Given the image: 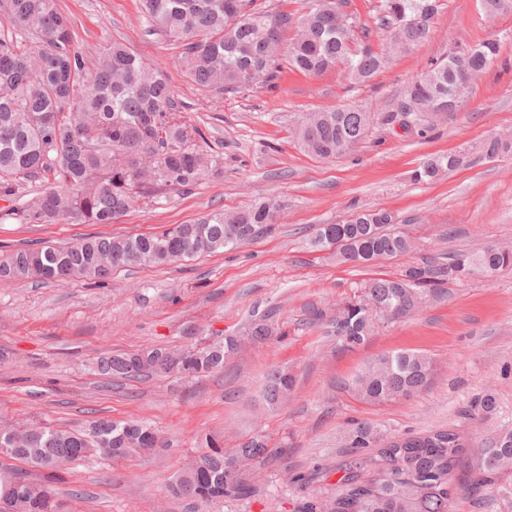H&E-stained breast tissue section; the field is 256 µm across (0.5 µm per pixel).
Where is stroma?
<instances>
[{
  "instance_id": "35a3bbf8",
  "label": "stroma",
  "mask_w": 512,
  "mask_h": 512,
  "mask_svg": "<svg viewBox=\"0 0 512 512\" xmlns=\"http://www.w3.org/2000/svg\"><path fill=\"white\" fill-rule=\"evenodd\" d=\"M58 4L83 50L118 40L164 71L179 116L206 135L201 148L212 171L191 193L139 201L115 224L0 218V252L156 232L269 197L280 205L272 230L242 248L124 269L106 287L80 280L0 284V421L75 427L96 418L140 420L169 443L157 455L69 466L54 484L69 512H305L307 503L335 494L356 424L388 435L453 428L470 444L512 430L511 269L450 284L447 298L379 323L353 349L311 316L315 309L335 315L357 285L423 258L512 243V155L489 160L478 151L487 136L512 134V11L490 21L480 0H442L430 39L393 54L366 83L340 69L315 76L287 70L272 85L218 93L181 68L178 43L150 32L139 0ZM491 37L500 42L498 59L458 111L428 114L419 132L378 126L332 159L312 157L298 145L295 131L305 114L338 106L396 110L406 85L432 60ZM464 149L469 165L432 182L413 180L422 158ZM379 209L393 213L413 238L412 252L365 268L337 263L331 250L312 246L319 225ZM271 309L284 338L245 344L223 371L122 380L94 370L106 351L183 348L243 334ZM398 349L433 358L434 376L424 390L380 404L344 390L366 361ZM274 368L288 370L295 388L271 408L261 389ZM488 392L496 397V412L474 415L472 404ZM255 434L286 452L262 468L249 494L215 503L171 494L172 478L202 438L232 448Z\"/></svg>"
}]
</instances>
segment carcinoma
Listing matches in <instances>:
<instances>
[{"mask_svg":"<svg viewBox=\"0 0 512 512\" xmlns=\"http://www.w3.org/2000/svg\"><path fill=\"white\" fill-rule=\"evenodd\" d=\"M150 28L182 47V66L199 85L221 91L270 84L283 70L320 75L346 68L359 83L369 81L388 62L387 54L356 48L370 30L340 12L336 0H310L308 11L295 15L272 12L259 0H140ZM439 0H377L376 21L400 51L428 40ZM0 200L25 196L31 182L39 183L19 210L26 224L73 220L81 224H114L141 199H159L169 189L196 187L209 175L207 157L195 147L202 130L177 116L174 94L162 71L146 65L121 42L114 41L91 58L74 43L71 21L57 0H0ZM500 51L491 37L475 46L449 52L412 81L400 109L375 119L358 107L328 108L303 117L298 139L308 154L329 159L343 155L366 139L373 124L396 122L421 130L423 119L410 111L414 103L438 112H453L472 93L465 83L490 68ZM488 159L512 153V140L490 136L481 142ZM156 155L153 180H137L138 159ZM467 163L461 152L429 156L414 172L418 182ZM276 205L267 200L233 212L217 210L189 224L169 225L157 232L130 237L88 236L65 245L19 247L0 258V282L66 283L73 279L103 286L118 270L151 267L192 259L204 253L234 249L270 229ZM342 245L336 258L354 266H369L408 252L412 240L395 228L388 211H360L337 225ZM512 268V245L487 246L458 252L446 261L426 260L394 277H375L360 285L357 298L346 302L329 319L345 347L362 344L379 319L396 321L420 308L429 297H441L448 284L462 278L491 277ZM251 339L266 342L282 335L273 315L254 321ZM240 340L226 336L207 346L179 350L177 368L184 376L224 370ZM167 350L143 348L98 358L100 376L136 379L156 373ZM433 376L431 358L419 351L395 350L367 362L346 385L353 395L373 403L410 397L427 387ZM293 379L272 370L264 388L271 406L288 397ZM159 438L137 421L100 418L81 428L48 423L18 425L10 439L0 435V447L17 449L27 464L42 472L44 482L24 477L28 486L14 501L16 512H52L55 493L47 484L59 480L57 459L75 462L102 456L122 459ZM351 448L357 452L331 497L334 512H448L455 492L449 475L458 468L466 443L453 429L418 436L380 438L358 426ZM370 452L361 455V450ZM475 464L470 486L486 488L512 512V432L483 439L473 449ZM234 454L256 465L283 454L263 435H253ZM188 478L173 481L172 494L191 501H215L245 493L244 473L233 467L225 450L205 440Z\"/></svg>","mask_w":512,"mask_h":512,"instance_id":"cac0c4a2","label":"carcinoma"}]
</instances>
